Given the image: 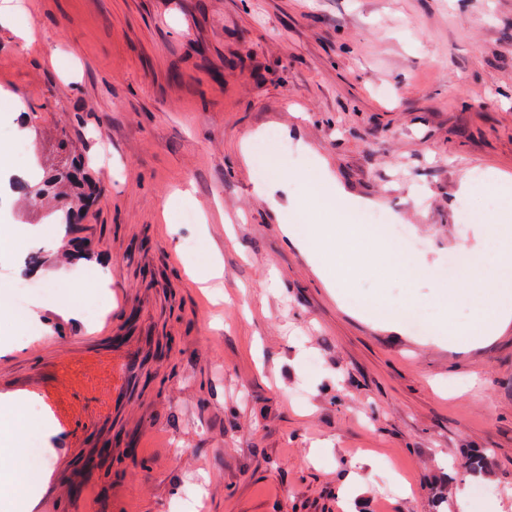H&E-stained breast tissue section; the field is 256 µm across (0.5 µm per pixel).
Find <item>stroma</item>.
Returning a JSON list of instances; mask_svg holds the SVG:
<instances>
[{
	"mask_svg": "<svg viewBox=\"0 0 512 512\" xmlns=\"http://www.w3.org/2000/svg\"><path fill=\"white\" fill-rule=\"evenodd\" d=\"M24 2L23 19L0 17V128L20 98L33 160L55 168L67 139L102 196L69 227L0 172V278L46 281L28 307L45 329L124 331L94 352L27 336L0 357V374L52 387L66 418L59 432L40 392L16 401L60 512L86 495L94 512H176L190 474L204 512H342L341 461L361 450L374 467L358 512H450L477 451L475 505L512 512V323L453 349L432 328L382 325L407 319L409 295L431 317L435 270L498 227L512 0ZM305 168L336 181L337 207L406 225L426 265L414 292L379 264L322 281L285 233ZM477 180L483 193L464 195ZM36 226L45 239L19 245ZM212 258L217 295L187 273ZM85 265L108 282L97 322L70 313ZM105 440L111 455L81 467Z\"/></svg>",
	"mask_w": 512,
	"mask_h": 512,
	"instance_id": "35a3bbf8",
	"label": "stroma"
}]
</instances>
